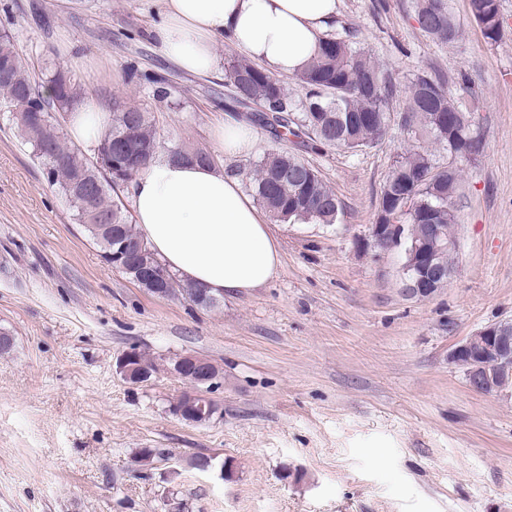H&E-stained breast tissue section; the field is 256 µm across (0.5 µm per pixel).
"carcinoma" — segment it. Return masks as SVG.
Wrapping results in <instances>:
<instances>
[{
	"instance_id": "obj_1",
	"label": "carcinoma",
	"mask_w": 512,
	"mask_h": 512,
	"mask_svg": "<svg viewBox=\"0 0 512 512\" xmlns=\"http://www.w3.org/2000/svg\"><path fill=\"white\" fill-rule=\"evenodd\" d=\"M468 8L470 20L488 43L502 39L499 0H468ZM414 18L419 29L443 47H453L463 39L464 26L448 0H415ZM4 59L10 61V68L0 77V97L8 107L71 112L84 101L83 90L62 67L46 75L45 90H40L8 34H0V60ZM224 79L232 107L249 110L245 121L264 128L275 140L287 134L296 139L297 151H273L246 171V185L257 204L276 222L336 223L341 201L301 153L319 148L356 152L379 144L391 124L396 88L392 73L359 46L350 32L336 29L319 39L317 53L294 74L300 91L296 96L282 78L245 57L225 59ZM407 89L397 127L408 146L392 158L380 190L377 217L386 224L394 218L412 224L415 232L421 224H441L444 235L451 239L457 223L455 203L460 196L462 173L476 164L484 144L472 128L471 105L451 95L447 75L432 68L422 70ZM110 110L112 126L98 147L112 142V173H103L85 162L88 180L99 183L101 189L81 197L68 194L74 170L65 165L48 169L46 152L66 157L82 151L67 145L52 123L34 130L15 122L33 155L45 167L47 180L66 196L75 219L109 264L112 241L86 222L87 212L91 208L101 210L102 223L116 225L124 239L142 241L136 224L112 198L111 190L127 183L156 157L160 148L148 113L127 106L120 98L112 99ZM431 144L448 152L447 165H442L429 149ZM133 262L139 269L165 272L175 283L171 295L195 301L194 287L183 284L156 259L150 247H145Z\"/></svg>"
}]
</instances>
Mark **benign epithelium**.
I'll list each match as a JSON object with an SVG mask.
<instances>
[{
	"label": "benign epithelium",
	"instance_id": "benign-epithelium-1",
	"mask_svg": "<svg viewBox=\"0 0 512 512\" xmlns=\"http://www.w3.org/2000/svg\"><path fill=\"white\" fill-rule=\"evenodd\" d=\"M410 229L409 224H372L364 245L378 252L401 251L402 292L410 298L430 299L452 275L456 243L443 238L437 224L428 225L426 235L421 238L411 235ZM511 330V321L492 323L472 332L451 350L450 363L461 366L460 358L468 360L464 372L471 390L484 395L497 394L501 392V380L512 377V336H508ZM169 371L198 389L210 387L214 380L208 362L195 355L176 358ZM116 372L132 385L151 379L149 372L133 363L130 351L118 358ZM200 398L199 393H186L181 402H172L170 411L180 420L193 424L204 412Z\"/></svg>",
	"mask_w": 512,
	"mask_h": 512
}]
</instances>
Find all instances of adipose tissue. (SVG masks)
<instances>
[{
    "label": "adipose tissue",
    "instance_id": "obj_1",
    "mask_svg": "<svg viewBox=\"0 0 512 512\" xmlns=\"http://www.w3.org/2000/svg\"><path fill=\"white\" fill-rule=\"evenodd\" d=\"M340 0H162L150 34L182 71L220 68L218 40L228 41L270 73L302 70L339 12ZM112 122L94 99L68 116L72 139L97 145ZM225 155H250L255 130L226 121L214 131ZM134 222L155 255L185 282L214 296L263 287L281 265L280 240L237 179L216 166L156 158L130 181Z\"/></svg>",
    "mask_w": 512,
    "mask_h": 512
}]
</instances>
